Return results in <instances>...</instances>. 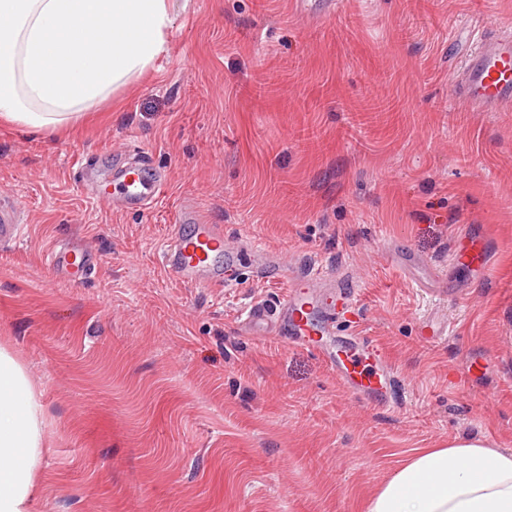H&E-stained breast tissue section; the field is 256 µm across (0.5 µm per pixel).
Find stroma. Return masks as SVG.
I'll return each instance as SVG.
<instances>
[{
	"label": "stroma",
	"mask_w": 512,
	"mask_h": 512,
	"mask_svg": "<svg viewBox=\"0 0 512 512\" xmlns=\"http://www.w3.org/2000/svg\"><path fill=\"white\" fill-rule=\"evenodd\" d=\"M169 50L59 133L0 124V198L25 233L0 244V345L22 363L52 448L33 512H366L416 450L474 436L512 450V108L452 94L512 0H174ZM167 180L143 213L92 198L81 157ZM290 263L357 281L341 332L368 336L401 379L362 402L313 353L246 334L282 285L182 284L162 267L180 210ZM484 235V276L449 265ZM79 239L83 282L45 255ZM400 248L443 277L411 286ZM455 333L427 342L421 322ZM388 261L390 265L400 271L404 277L408 278L414 288H441L440 286L424 284L417 279H412L410 274L412 269L418 264L417 259L403 251H392L389 254Z\"/></svg>",
	"instance_id": "obj_1"
}]
</instances>
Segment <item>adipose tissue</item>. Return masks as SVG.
<instances>
[{
  "mask_svg": "<svg viewBox=\"0 0 512 512\" xmlns=\"http://www.w3.org/2000/svg\"><path fill=\"white\" fill-rule=\"evenodd\" d=\"M170 0H0V120L55 131L168 52ZM50 443L25 370L0 346V512H32ZM367 512H512V451L481 438L423 448Z\"/></svg>",
  "mask_w": 512,
  "mask_h": 512,
  "instance_id": "adipose-tissue-1",
  "label": "adipose tissue"
}]
</instances>
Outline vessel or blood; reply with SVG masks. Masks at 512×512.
I'll return each instance as SVG.
<instances>
[{
  "label": "vessel or blood",
  "instance_id": "b4317fda",
  "mask_svg": "<svg viewBox=\"0 0 512 512\" xmlns=\"http://www.w3.org/2000/svg\"><path fill=\"white\" fill-rule=\"evenodd\" d=\"M456 91L485 112L511 104L512 37L480 39L465 60ZM77 174L87 185L115 183L121 204L134 212L147 210L166 185L165 177L144 157L110 167L96 158L82 160ZM22 232L15 202L1 200L0 243L15 241ZM487 256V242L480 236L466 238L453 251L455 265L470 271L481 268ZM48 261L55 270L76 266L89 275L100 265L102 256L83 244L70 243L52 251ZM163 268L190 286H232L244 268L253 280L285 283L286 291L274 305L257 302L247 309L243 323L249 333L259 339L279 338L287 346L311 351L347 389L371 402L391 404L398 375L378 346L360 335L336 336L337 315L358 305V290L351 279L315 262L283 265L275 253L258 242L249 244L244 253L229 248L223 225L206 223L186 211L176 218Z\"/></svg>",
  "mask_w": 512,
  "mask_h": 512
}]
</instances>
